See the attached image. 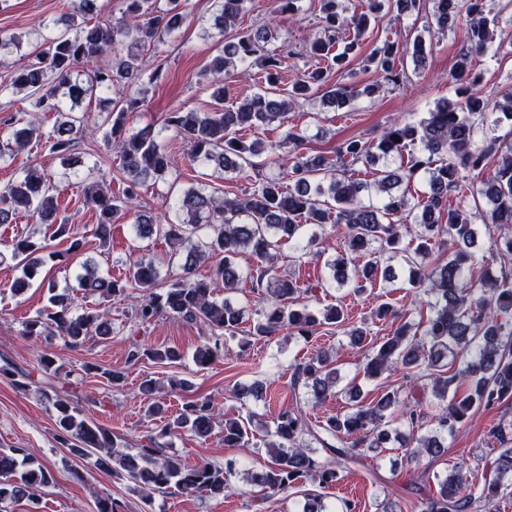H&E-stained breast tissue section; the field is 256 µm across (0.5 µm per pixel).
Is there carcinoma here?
I'll return each instance as SVG.
<instances>
[{"label":"carcinoma","mask_w":512,"mask_h":512,"mask_svg":"<svg viewBox=\"0 0 512 512\" xmlns=\"http://www.w3.org/2000/svg\"><path fill=\"white\" fill-rule=\"evenodd\" d=\"M122 0L119 18L103 16L95 0H71L70 12L43 25L38 33L40 50L19 68L10 82L0 84V95L8 90L25 93L29 108L16 111L3 125L7 138L0 142V161L37 142L58 157L68 160L75 145L86 135L97 132L107 141H117L119 169L126 175L119 194L99 182L80 181L83 201L95 211L96 224L90 235L100 242L109 240L112 225L133 216L136 237H162L171 252L167 266H178L180 273L166 276L154 262L127 260L129 274L114 277L102 274L94 262L81 264L79 288L98 298V305L82 311L74 298L56 292L48 284L49 306L24 325L30 339L58 336L72 346L89 335L112 334V319L104 305L128 296V290L141 291V299L131 319L141 325L162 316L205 323L214 336L194 356L205 368L224 356L223 336L237 333L244 310L229 298H217L216 289L228 293L244 278L252 276L240 268L237 257L250 251L262 262L258 266L257 287L262 289L267 308L253 335L273 336L287 329L305 341L318 327L330 325L349 338L355 348H366L364 375L378 379L398 367L404 383L391 386L377 398L367 400L358 384L345 390L351 409L344 415L326 417L319 424L309 420L300 406L281 411L267 432L264 468L250 473L253 485L267 495L300 488L311 479L321 488L337 482L340 473L357 462L364 451H384L398 444V455L412 463L427 455L439 457L448 448V439L477 411L499 407L512 398V278L494 276L475 280L471 269L479 262L474 250L477 229L461 207L448 203V193L478 194L488 210L481 214L484 224L499 230L493 251L500 269H512V131L506 137H492L478 143L488 115L493 125L502 120L512 123V90L491 101L468 89L457 93V101H445L428 112L418 124H393L382 130L373 144L349 139L339 150V162L314 154L301 157L281 175L263 176L253 190L233 198L207 185L183 190L174 202V216L164 217L143 207L140 188L148 181L165 180L175 169L157 134L149 128L127 130L130 113L143 105L145 47L179 32L188 19L181 0ZM246 0H214V26L226 30L234 26L245 10ZM270 17L224 44L204 69L213 87L207 112L175 109L166 113L164 128L181 137L189 146L192 166L216 171H260L276 165L277 145L260 139L248 140L245 132L254 128L281 127L288 123V112L300 99L322 93L323 100L338 108L350 105L361 95L379 90L367 85L328 84L329 76L341 66L346 53L332 54L339 34L353 30L347 49L357 46L370 27L371 19L382 8L381 0H366L367 10L344 5L340 0H320L321 35L308 41L306 52L318 59L313 68L302 72L287 87L283 84L279 56L266 53L265 43L273 38L277 17L299 11L300 0H274ZM432 24L440 33L466 22L471 45L460 55L452 84L476 86L480 75L473 72L472 57L488 51L493 44L495 18L488 16L484 0H431ZM22 36L0 30V59L19 51ZM418 63L425 58V45L417 38L412 48L388 41L375 48L367 62L374 72L396 84L406 76V59ZM260 64L267 87L229 106L224 105V79L239 65ZM112 92L117 98H104L96 118L80 110L82 102L98 93ZM60 117L48 132L42 130L40 113ZM397 140H392V137ZM419 141L420 151L410 155L406 165H390L403 155L407 143ZM496 164H491L492 156ZM359 163L382 164L371 182L354 177L352 167ZM424 180L427 195L413 202L398 191L400 184ZM34 224H52L59 237L70 238L67 253L82 255L85 237L70 231L67 219L58 217L56 186L44 171L29 167L0 188V224H11L20 211ZM415 224L410 244L402 246L403 228ZM331 224L341 236L339 251L324 261L327 276L324 288L345 289L360 295L376 283L378 275L392 270L400 259L407 266L408 283L426 295L429 316L421 333L405 321L392 335L378 342L370 329L350 324L341 305L315 310L300 300L301 288L277 271L279 244H292L298 258L309 247L330 244L312 227ZM202 226L212 229L204 243L192 242L191 235ZM46 245L35 236H19L11 255L21 266L22 277L13 289L21 294L38 278L44 266ZM219 258L212 274L198 269L211 258ZM163 363L180 355L171 348L135 346L127 353L128 362L142 358ZM0 375L10 379L19 391L36 385L32 373L10 361L0 366ZM295 381H303L308 396L317 406L334 394L336 369L329 354L317 352L294 370ZM430 389L436 400L435 413L424 412L418 389ZM56 414L57 441L76 459H91L94 467L128 481L133 490L147 492L175 486L184 493L218 500L230 488L229 478L236 471L232 460L222 466L209 462L183 465L161 454L160 439L189 433L207 439L214 427L215 403L189 399L179 412L167 414L163 403L152 402L148 413L161 421L159 434L150 436L140 447L129 451L119 445L112 431L84 416L65 396L48 398ZM431 420L427 430L423 422ZM255 414L224 420V445L247 448ZM408 425L402 435L394 424ZM512 421L490 430L499 442L496 456L486 474L478 476L464 464L450 472L435 475L438 490L423 493L404 506L384 507L382 512H499L502 499L512 495ZM318 441L328 454L320 461L306 443ZM54 482L50 466L24 448L0 449V503L30 498L34 491ZM304 502L299 512H355L348 501L336 507L324 502L319 493L301 491Z\"/></svg>","instance_id":"cac0c4a2"}]
</instances>
